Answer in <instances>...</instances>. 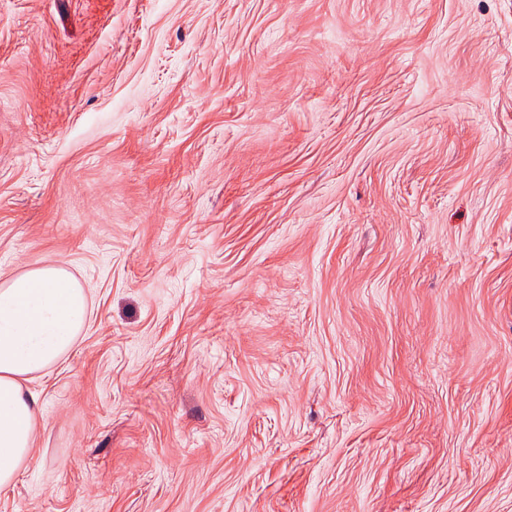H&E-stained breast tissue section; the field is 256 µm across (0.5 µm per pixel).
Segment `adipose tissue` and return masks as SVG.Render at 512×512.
<instances>
[{
  "mask_svg": "<svg viewBox=\"0 0 512 512\" xmlns=\"http://www.w3.org/2000/svg\"><path fill=\"white\" fill-rule=\"evenodd\" d=\"M91 312L89 295L64 267L0 280V489L32 457L38 400L25 382L71 350Z\"/></svg>",
  "mask_w": 512,
  "mask_h": 512,
  "instance_id": "adipose-tissue-1",
  "label": "adipose tissue"
}]
</instances>
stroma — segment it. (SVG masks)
<instances>
[{
  "label": "stroma",
  "mask_w": 512,
  "mask_h": 512,
  "mask_svg": "<svg viewBox=\"0 0 512 512\" xmlns=\"http://www.w3.org/2000/svg\"><path fill=\"white\" fill-rule=\"evenodd\" d=\"M93 300L0 512H512V0H0V278Z\"/></svg>",
  "instance_id": "stroma-1"
}]
</instances>
